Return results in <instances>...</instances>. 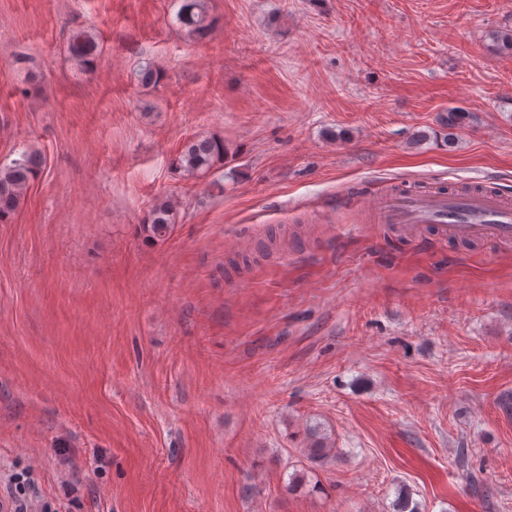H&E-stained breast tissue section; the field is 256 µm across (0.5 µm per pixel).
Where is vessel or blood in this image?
Segmentation results:
<instances>
[{"label":"vessel or blood","mask_w":512,"mask_h":512,"mask_svg":"<svg viewBox=\"0 0 512 512\" xmlns=\"http://www.w3.org/2000/svg\"><path fill=\"white\" fill-rule=\"evenodd\" d=\"M372 221L407 240L434 226L442 240L512 241V202L493 187L467 194L378 186Z\"/></svg>","instance_id":"obj_1"}]
</instances>
